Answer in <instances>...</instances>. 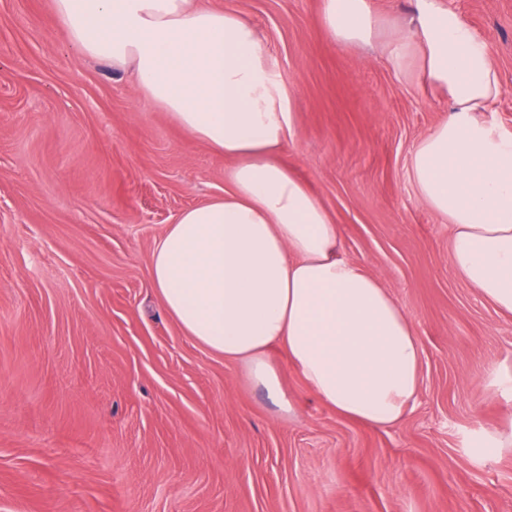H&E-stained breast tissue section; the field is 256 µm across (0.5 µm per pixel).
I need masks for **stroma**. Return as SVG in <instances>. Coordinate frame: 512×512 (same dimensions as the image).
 <instances>
[{
    "label": "stroma",
    "mask_w": 512,
    "mask_h": 512,
    "mask_svg": "<svg viewBox=\"0 0 512 512\" xmlns=\"http://www.w3.org/2000/svg\"><path fill=\"white\" fill-rule=\"evenodd\" d=\"M256 27L292 94L281 158L342 227V254L415 324L421 391L375 429L281 363L296 418L165 312L151 255L229 166L111 63L82 57L53 0H0V512H512V314L448 267V225L410 176L445 102L381 51L336 48L320 0H207ZM488 44L512 129V0H452ZM490 448L496 454H512V422L496 427L487 433Z\"/></svg>",
    "instance_id": "obj_1"
}]
</instances>
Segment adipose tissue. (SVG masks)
<instances>
[{"mask_svg": "<svg viewBox=\"0 0 512 512\" xmlns=\"http://www.w3.org/2000/svg\"><path fill=\"white\" fill-rule=\"evenodd\" d=\"M53 12L71 46L131 72L230 163L224 196L182 211L152 254L153 285L183 333L240 363L282 415L296 407L274 346L341 416L399 422L421 390L417 331L377 278L342 256L340 225L282 161L292 101L253 24L202 0H53ZM320 23L339 48L373 45L384 26L369 0H321ZM384 53L448 104L411 161L420 199L448 224V265L512 314V130L492 117L501 87L487 44L442 0H414Z\"/></svg>", "mask_w": 512, "mask_h": 512, "instance_id": "1", "label": "adipose tissue"}]
</instances>
